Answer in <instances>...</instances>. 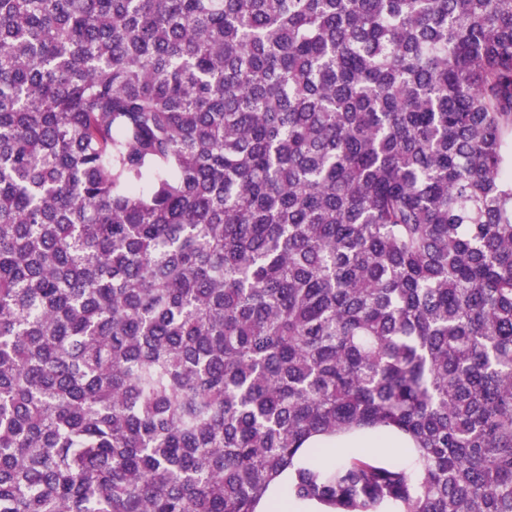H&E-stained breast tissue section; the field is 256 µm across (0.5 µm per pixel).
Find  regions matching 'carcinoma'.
<instances>
[{"label": "carcinoma", "instance_id": "carcinoma-1", "mask_svg": "<svg viewBox=\"0 0 512 512\" xmlns=\"http://www.w3.org/2000/svg\"><path fill=\"white\" fill-rule=\"evenodd\" d=\"M284 479L512 512V0H0V512ZM413 448L412 444L394 429L370 430L359 435L345 434L332 439L314 438L307 448H333L328 452L329 462L338 464L347 461L353 448H362L363 454L376 462L411 467L414 452L410 448L403 451H393V448ZM384 448V449H382Z\"/></svg>", "mask_w": 512, "mask_h": 512}]
</instances>
